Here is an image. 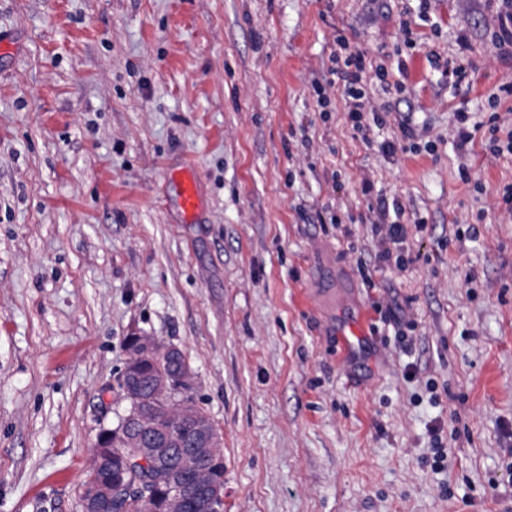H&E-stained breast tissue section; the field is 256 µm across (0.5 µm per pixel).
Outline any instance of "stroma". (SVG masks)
Here are the masks:
<instances>
[{
	"instance_id": "1",
	"label": "stroma",
	"mask_w": 512,
	"mask_h": 512,
	"mask_svg": "<svg viewBox=\"0 0 512 512\" xmlns=\"http://www.w3.org/2000/svg\"><path fill=\"white\" fill-rule=\"evenodd\" d=\"M502 8L0 0L20 42L0 54V512H81L133 335L195 374L224 512H512V154L480 132L454 147L457 112L483 121L495 96L512 130ZM340 33L392 75L371 90L384 136L408 121L431 150L387 157L353 129ZM381 199L402 207L405 265L368 281ZM506 4L505 11L497 16V24L491 32V38L503 57L512 58V5L511 1H501ZM177 206L187 221H192L200 206L198 183L189 170L182 171L179 180Z\"/></svg>"
}]
</instances>
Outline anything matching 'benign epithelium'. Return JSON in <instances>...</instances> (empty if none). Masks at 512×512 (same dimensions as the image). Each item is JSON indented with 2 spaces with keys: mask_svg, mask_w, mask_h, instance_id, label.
Returning <instances> with one entry per match:
<instances>
[{
  "mask_svg": "<svg viewBox=\"0 0 512 512\" xmlns=\"http://www.w3.org/2000/svg\"><path fill=\"white\" fill-rule=\"evenodd\" d=\"M129 356L117 385L128 408L115 428L107 429L108 441L131 450L122 473L114 481H90L81 493V512H112L118 491H139L142 499H153L145 484L129 478L138 466L148 467L150 482L165 487L162 512H224V482L216 476L202 477L205 470L216 471L221 462V439L207 413L195 400L186 398L179 405L178 421L188 431L192 445L177 453L181 434L167 421L150 420L154 400H144V386L162 396L176 384H193V372L187 367L184 353L176 346L164 344L152 336H133L127 345ZM155 356L180 368L175 374L160 372L143 384V362Z\"/></svg>",
  "mask_w": 512,
  "mask_h": 512,
  "instance_id": "7a95c632",
  "label": "benign epithelium"
}]
</instances>
